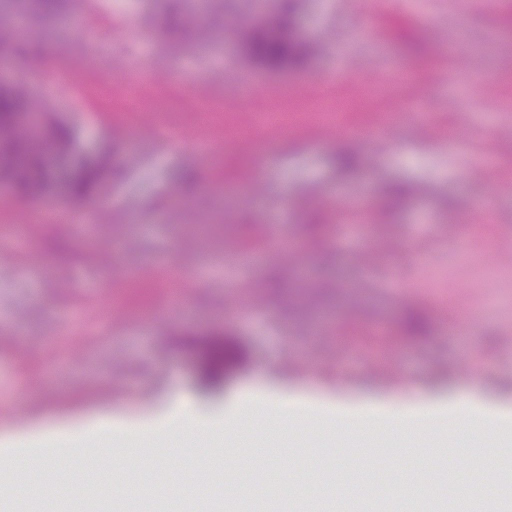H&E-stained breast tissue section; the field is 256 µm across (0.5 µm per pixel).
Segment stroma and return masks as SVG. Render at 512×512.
<instances>
[{"mask_svg":"<svg viewBox=\"0 0 512 512\" xmlns=\"http://www.w3.org/2000/svg\"><path fill=\"white\" fill-rule=\"evenodd\" d=\"M258 2L199 14L213 31L203 47L159 36L160 0H97L83 27L34 26L0 51V80L67 117L81 145L124 132L123 175L92 201L29 200L0 184V337L10 343L0 350V432L100 411L140 416L169 392L199 406L174 424L91 426L55 444L0 448V484L15 479V459L31 464L30 494L0 501V512H178L186 497L192 512H235L209 493L229 440L257 512H280L267 492L275 469L315 487L298 512H388L380 496L392 472L426 487L425 512H435L439 483L456 512H492L469 486L512 481V456H499L493 435L456 447L452 415L418 407L439 392L512 404V0H305L302 31L318 51L307 68L280 73L234 50ZM399 22L416 46L395 38ZM271 109L285 115L274 140L256 122ZM140 112L164 120L153 129ZM336 113L342 126L322 135ZM448 126L459 148L443 142ZM338 136L357 138L365 156L347 179L328 163ZM184 168L198 175L189 200L173 183ZM394 178L419 193L379 240L373 203ZM318 207L335 226L309 252L299 231ZM53 238L69 255L46 256ZM274 259L309 282L360 286L356 306H328L308 325L287 304L259 302L253 287ZM415 302L436 322L409 343L393 325ZM216 325L239 333L252 359L207 396L192 357L168 338ZM272 382L410 405L412 426L442 438L408 467L380 410L257 407L255 392ZM182 431L196 440L170 455ZM111 452L127 455V470L106 469ZM343 475L371 484L368 498L344 495ZM128 480L139 500L114 495Z\"/></svg>","mask_w":512,"mask_h":512,"instance_id":"obj_1","label":"stroma"}]
</instances>
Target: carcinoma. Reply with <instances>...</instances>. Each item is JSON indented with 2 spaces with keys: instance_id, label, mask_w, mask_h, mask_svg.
Masks as SVG:
<instances>
[{
  "instance_id": "cac0c4a2",
  "label": "carcinoma",
  "mask_w": 512,
  "mask_h": 512,
  "mask_svg": "<svg viewBox=\"0 0 512 512\" xmlns=\"http://www.w3.org/2000/svg\"><path fill=\"white\" fill-rule=\"evenodd\" d=\"M302 4L303 0H277L269 17L246 27L240 48L247 62L270 72L301 69L308 64L312 51L300 30ZM89 5V0H13L11 7H0V47L15 42L11 16L17 8L52 20ZM163 8L168 15L167 34L180 38L191 32L199 41L210 38L208 30L194 25L185 10V0H165ZM37 111L45 108L25 86L0 85V178L7 179L18 194L30 199L56 190L75 202L95 198L115 172L114 151L106 144L93 152L83 150L75 142L69 123L61 117L49 118L46 138H34L20 116ZM329 163L336 172L350 176L360 168L363 157L353 146L342 144L330 155ZM411 196V185L395 180L384 190L383 206L388 211L398 210ZM326 229L319 213L302 225L305 237L313 244L322 241ZM262 288L266 296L292 297L304 285L275 263L266 270ZM432 324L428 308L415 303L403 311L399 333L408 339H423L430 335ZM173 345L194 355L197 383L206 392L219 391L224 381L250 359L248 345L224 330L176 336Z\"/></svg>"
}]
</instances>
